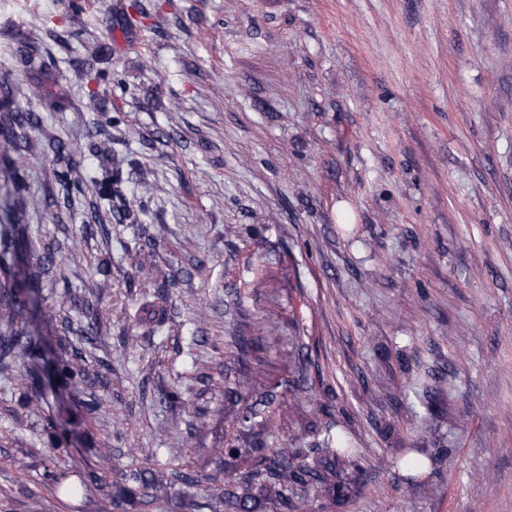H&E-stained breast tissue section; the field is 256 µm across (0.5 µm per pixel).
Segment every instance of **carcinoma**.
Instances as JSON below:
<instances>
[{
	"label": "carcinoma",
	"instance_id": "obj_1",
	"mask_svg": "<svg viewBox=\"0 0 512 512\" xmlns=\"http://www.w3.org/2000/svg\"><path fill=\"white\" fill-rule=\"evenodd\" d=\"M34 111L15 112L11 121L19 129L34 128L38 124ZM52 152L67 160L66 168L58 172L61 182L69 181V168L75 165L74 155L66 151L60 141L52 143ZM120 168L112 176L101 181L100 199L110 201L120 194ZM23 213L15 206L0 210V244L10 245L20 241ZM78 240L63 246L59 243L43 247L42 267L37 274L28 276L30 287L15 288L13 284L0 283V367L9 368L20 360L16 370L20 382L34 386L38 383L40 361L44 354L35 342L29 325L41 315V280L52 273L56 254L62 248L72 249ZM155 250L150 244H141L136 250L135 275L144 290L141 291L137 312L145 314L140 323L147 327L144 335L155 334L168 320L163 299L156 291H149L157 279ZM77 307V300L64 294L59 297L60 336L56 337V371L65 379L86 389L82 403L83 411L93 415L99 411L102 399L96 388L101 375L93 368L81 347L72 344L76 336L82 344H93L100 332V318L88 311L84 320L76 322L71 312ZM258 336L235 337V349L225 356L237 361V378L224 387V412L240 425L239 440L243 447L212 448L204 451L206 465L212 467L206 483H201L198 474L180 466H171L155 474L134 465H128L119 472L120 485L111 492L105 486H98V512H121L125 504L133 499L147 508L160 506L170 512H314V504L326 499V508H333L336 499L344 497L354 484L352 466L360 453L354 442L343 430L325 427L321 441L309 448L301 440L306 433L318 428L300 411L283 417L268 415V409L281 397L277 387L290 391L303 387L305 365L298 357H288V376L279 386L271 387L266 376L247 363V353L262 341L276 339V326L270 318H264L257 325ZM253 398L245 412L238 405L242 392ZM298 427V432L286 447L266 446L255 428L266 433L283 420ZM440 460L432 454L418 451L409 458V469L404 484L410 494L426 488V479L436 469ZM47 488L54 495L80 498L91 491L86 481H77L63 470L46 472Z\"/></svg>",
	"mask_w": 512,
	"mask_h": 512
}]
</instances>
